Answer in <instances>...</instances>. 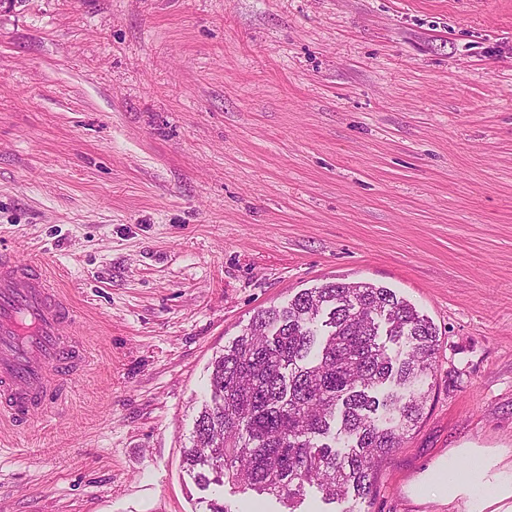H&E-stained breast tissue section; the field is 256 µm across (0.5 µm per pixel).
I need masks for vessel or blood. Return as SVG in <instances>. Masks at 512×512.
Returning <instances> with one entry per match:
<instances>
[{
    "instance_id": "vessel-or-blood-1",
    "label": "vessel or blood",
    "mask_w": 512,
    "mask_h": 512,
    "mask_svg": "<svg viewBox=\"0 0 512 512\" xmlns=\"http://www.w3.org/2000/svg\"><path fill=\"white\" fill-rule=\"evenodd\" d=\"M76 316L41 266L0 250V417L27 423L45 403L61 400L89 358L81 337L62 328Z\"/></svg>"
}]
</instances>
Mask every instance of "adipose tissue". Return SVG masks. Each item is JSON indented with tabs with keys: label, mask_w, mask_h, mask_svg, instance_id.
I'll list each match as a JSON object with an SVG mask.
<instances>
[{
	"label": "adipose tissue",
	"mask_w": 512,
	"mask_h": 512,
	"mask_svg": "<svg viewBox=\"0 0 512 512\" xmlns=\"http://www.w3.org/2000/svg\"><path fill=\"white\" fill-rule=\"evenodd\" d=\"M492 465L481 449L456 450L429 467L419 484L451 502L464 498V512H485L489 505L512 497V470L496 472Z\"/></svg>",
	"instance_id": "ef3b65f1"
}]
</instances>
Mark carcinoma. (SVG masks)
I'll return each instance as SVG.
<instances>
[{
    "label": "carcinoma",
    "mask_w": 512,
    "mask_h": 512,
    "mask_svg": "<svg viewBox=\"0 0 512 512\" xmlns=\"http://www.w3.org/2000/svg\"><path fill=\"white\" fill-rule=\"evenodd\" d=\"M438 350L433 323L384 286L327 282L261 309L213 362L188 470L204 489L287 506L308 486L370 506L381 465L423 415Z\"/></svg>",
    "instance_id": "obj_1"
}]
</instances>
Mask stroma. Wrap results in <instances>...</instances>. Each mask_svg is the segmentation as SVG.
I'll return each mask as SVG.
<instances>
[{"label": "stroma", "mask_w": 512, "mask_h": 512, "mask_svg": "<svg viewBox=\"0 0 512 512\" xmlns=\"http://www.w3.org/2000/svg\"><path fill=\"white\" fill-rule=\"evenodd\" d=\"M94 360L22 429L0 512H284L186 472L211 362L328 281L440 335L368 512L453 448L512 466V0H0V245Z\"/></svg>", "instance_id": "obj_1"}]
</instances>
